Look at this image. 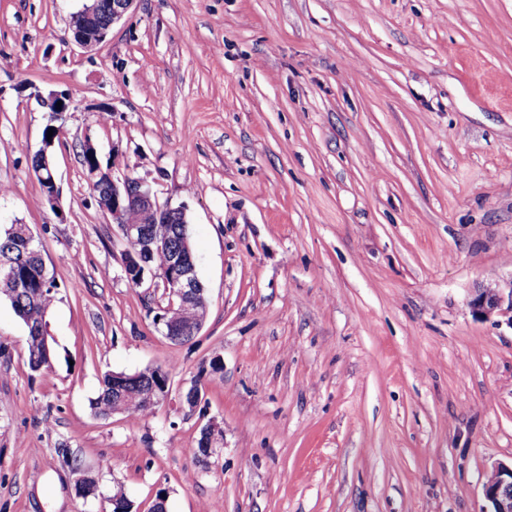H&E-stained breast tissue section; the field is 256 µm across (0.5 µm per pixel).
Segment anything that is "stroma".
I'll use <instances>...</instances> for the list:
<instances>
[{
	"mask_svg": "<svg viewBox=\"0 0 512 512\" xmlns=\"http://www.w3.org/2000/svg\"><path fill=\"white\" fill-rule=\"evenodd\" d=\"M88 3L0 0V225L30 226L58 283L39 373L0 300V512L119 491L148 512L161 490L167 512H483L512 462V324L468 299L512 280V0H134L86 48ZM53 90L55 206L31 168ZM88 144L186 206L208 302L190 343L128 281ZM157 364L151 414L94 416L105 372ZM37 102L43 108H46L49 112L50 120L54 121L56 118H62L60 121H56L50 126H46L44 130V136L48 135V131L50 128H53V135L51 138H54L55 141L60 140V138L64 135V123H65V115L69 110V105L71 101L70 93L66 90L63 91H51L47 96H44L40 92L34 94ZM62 101L60 107H57V102Z\"/></svg>",
	"mask_w": 512,
	"mask_h": 512,
	"instance_id": "stroma-1",
	"label": "stroma"
}]
</instances>
